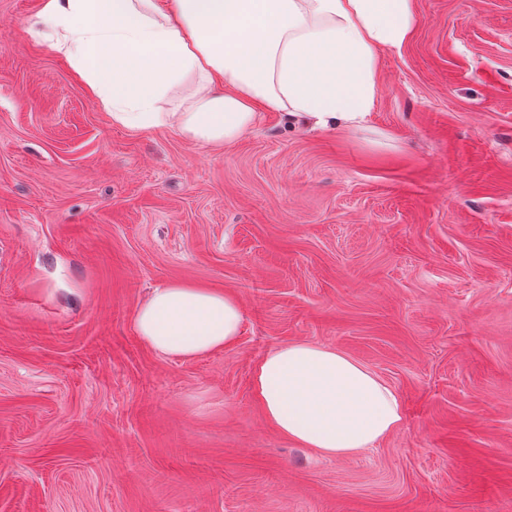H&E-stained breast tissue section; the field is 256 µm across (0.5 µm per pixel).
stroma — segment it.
<instances>
[{
    "instance_id": "35a3bbf8",
    "label": "stroma",
    "mask_w": 512,
    "mask_h": 512,
    "mask_svg": "<svg viewBox=\"0 0 512 512\" xmlns=\"http://www.w3.org/2000/svg\"><path fill=\"white\" fill-rule=\"evenodd\" d=\"M0 0V512H512V0H414L366 128L265 113L224 147L113 126ZM242 331L159 354L154 289ZM335 347L401 396L353 458L298 447L257 363ZM133 322L150 349L192 358L233 345L241 334L243 310L232 294L174 282L154 289L137 307Z\"/></svg>"
}]
</instances>
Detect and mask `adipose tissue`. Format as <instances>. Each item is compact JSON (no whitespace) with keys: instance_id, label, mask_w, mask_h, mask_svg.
<instances>
[{"instance_id":"ef3b65f1","label":"adipose tissue","mask_w":512,"mask_h":512,"mask_svg":"<svg viewBox=\"0 0 512 512\" xmlns=\"http://www.w3.org/2000/svg\"><path fill=\"white\" fill-rule=\"evenodd\" d=\"M38 19L113 125L199 146L235 143L266 112L361 129L379 50L401 48L416 23L412 0H41ZM190 78L193 92L179 96ZM133 322L150 349L192 358L233 345L243 310L232 294L174 282L154 289ZM253 395L280 435L324 457L358 456L404 422L379 375L307 341L266 354Z\"/></svg>"}]
</instances>
